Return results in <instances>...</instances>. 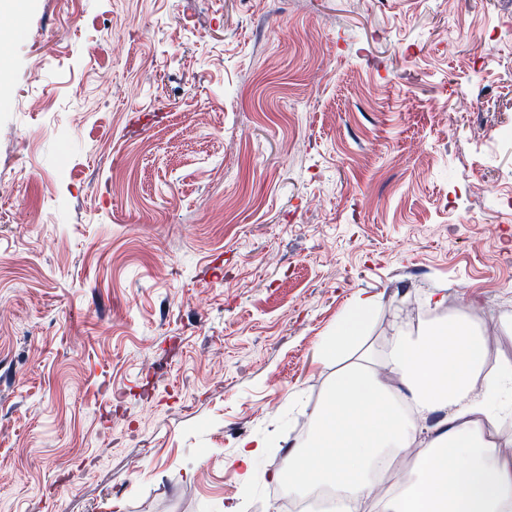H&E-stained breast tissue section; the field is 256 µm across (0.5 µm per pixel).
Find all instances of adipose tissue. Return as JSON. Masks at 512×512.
Instances as JSON below:
<instances>
[{"label": "adipose tissue", "mask_w": 512, "mask_h": 512, "mask_svg": "<svg viewBox=\"0 0 512 512\" xmlns=\"http://www.w3.org/2000/svg\"><path fill=\"white\" fill-rule=\"evenodd\" d=\"M377 306L357 297L325 345L345 358L322 405L292 444L280 479L292 495L327 484L338 512H512V363L489 365L472 312L409 327L396 323L381 350L349 357ZM414 449L405 488L378 494L382 460Z\"/></svg>", "instance_id": "adipose-tissue-1"}]
</instances>
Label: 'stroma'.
<instances>
[{"instance_id": "1", "label": "stroma", "mask_w": 512, "mask_h": 512, "mask_svg": "<svg viewBox=\"0 0 512 512\" xmlns=\"http://www.w3.org/2000/svg\"><path fill=\"white\" fill-rule=\"evenodd\" d=\"M7 29L0 512H264L360 294L365 344L470 302L512 361V0H32ZM376 306L374 297H357L336 324L334 336L325 345L326 352L336 353V358L347 356L349 349L362 337ZM267 447L268 443L265 441L245 439L239 444L238 454L229 462V466L239 469L243 476H247L251 472L255 459L260 454V448Z\"/></svg>"}]
</instances>
